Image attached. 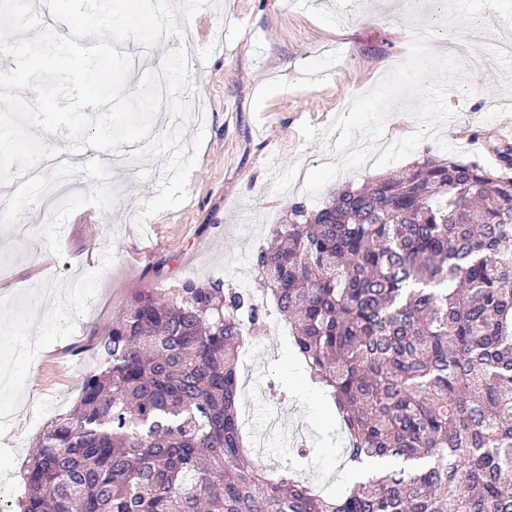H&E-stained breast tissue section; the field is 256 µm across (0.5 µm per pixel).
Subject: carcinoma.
Here are the masks:
<instances>
[{
	"label": "carcinoma",
	"mask_w": 512,
	"mask_h": 512,
	"mask_svg": "<svg viewBox=\"0 0 512 512\" xmlns=\"http://www.w3.org/2000/svg\"><path fill=\"white\" fill-rule=\"evenodd\" d=\"M503 172L426 158L291 205L221 278L135 291L94 337L73 413L27 461L19 512H512V149ZM288 324L347 460L393 459L340 497L252 462L239 352Z\"/></svg>",
	"instance_id": "cac0c4a2"
}]
</instances>
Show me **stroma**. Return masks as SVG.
<instances>
[{
	"label": "stroma",
	"instance_id": "obj_1",
	"mask_svg": "<svg viewBox=\"0 0 512 512\" xmlns=\"http://www.w3.org/2000/svg\"><path fill=\"white\" fill-rule=\"evenodd\" d=\"M441 16L442 0H218L189 25L193 108L202 117L187 122L185 135L201 130L205 138L183 205L136 227L166 162L156 156L100 169L71 164L72 191L56 206L54 223L42 219L37 182L0 208V241L9 245L0 255V359L11 360L16 379L4 399L15 419L0 428V502L20 498L36 436L76 404L93 366L91 338L111 327L134 290L170 292L220 266L231 287L253 291L254 255L292 203L317 209L345 185L400 173L428 155L500 168L499 149L512 146V108L500 106L512 98V53L503 49L512 31L487 9L477 24L433 38L438 46L466 44L483 63L467 76L471 93L448 91L455 115L439 138H425L401 161H369L343 173L317 197L302 189L300 175L332 155L334 118L405 60L412 29ZM177 45L174 37L149 49L122 44L132 58L127 92ZM305 121L320 132L308 144L299 131ZM35 296L41 303L33 327L16 323V312ZM29 340L40 357L14 358V344ZM252 349V358L239 362L249 455L272 469L294 468L326 494H343L345 440L325 394L308 381L288 337L270 328Z\"/></svg>",
	"mask_w": 512,
	"mask_h": 512
}]
</instances>
